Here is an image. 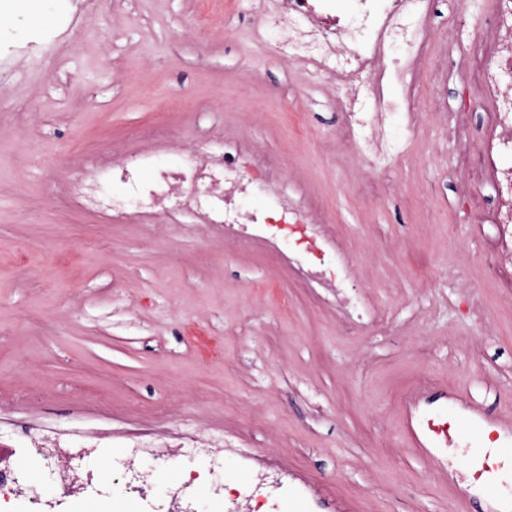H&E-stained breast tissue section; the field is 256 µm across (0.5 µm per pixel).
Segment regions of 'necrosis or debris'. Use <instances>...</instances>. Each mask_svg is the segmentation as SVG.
Instances as JSON below:
<instances>
[{
    "label": "necrosis or debris",
    "instance_id": "1",
    "mask_svg": "<svg viewBox=\"0 0 512 512\" xmlns=\"http://www.w3.org/2000/svg\"><path fill=\"white\" fill-rule=\"evenodd\" d=\"M354 0L352 13H344L338 0H275L266 22L283 38L277 46L282 59L299 66L310 78L331 82L338 95L336 107L342 123L336 132L337 149L370 169L373 159L392 148L391 108L409 135L419 134L430 121H441L445 139L455 147L451 170L460 190L472 201L482 222L495 225L488 246L493 262L506 274L504 293L512 296V0H493L479 21L481 48L460 64L465 78L480 92L482 128L473 130L466 111L445 112L440 89L448 69V44L456 31L433 32L430 17L436 0ZM404 64L410 79L398 103L384 97V83L395 64ZM482 134L487 147L474 146ZM138 149L112 147L94 152L79 175H58L49 187L61 201L74 202L98 213L104 223L130 217L145 221L193 227L208 225L232 237L243 248L263 241L277 245L296 274L312 289H322V301L336 313V324L351 333L358 325L350 312L346 293L353 269L351 250L329 209L319 200L300 203L285 184L279 159L248 136L218 147L199 140L182 147L177 133L166 127L145 126L137 135ZM176 151L172 166L157 164L159 152ZM152 169L144 177V169ZM260 170L257 180L246 179L247 170ZM495 183L497 203L483 207L481 190ZM266 198L264 210L246 206L253 193ZM304 224L305 237H287L285 227ZM23 439L39 448L45 469L54 476V495L44 494L15 448L0 450V499L27 486V512H54L62 499L87 495L111 500L122 512H196L202 495L214 499L220 512H281L293 501L315 512L306 494L279 479L269 481L254 470L252 457L241 465L250 477L242 483L227 480L220 448L232 445L231 432L215 429L207 435L169 432H123L112 454L111 474L102 480L88 465L97 446L95 432L80 443L52 431H23ZM189 451L208 462L205 471H185L165 497L151 500L147 490L151 474L145 459L156 465L173 461ZM462 479L469 486L512 484V458L487 443L478 456L462 455Z\"/></svg>",
    "mask_w": 512,
    "mask_h": 512
}]
</instances>
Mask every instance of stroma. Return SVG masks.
<instances>
[{
    "label": "stroma",
    "instance_id": "35a3bbf8",
    "mask_svg": "<svg viewBox=\"0 0 512 512\" xmlns=\"http://www.w3.org/2000/svg\"><path fill=\"white\" fill-rule=\"evenodd\" d=\"M488 4L460 19L457 0H440L436 30L458 21L449 60L479 45ZM37 12L49 22L34 36ZM0 21L14 30L0 39L12 106L0 112L1 421L109 433L154 426L160 409L184 433L237 431L323 512H494L496 488L464 493L402 399L426 374V401L458 409L461 446L512 432V300L487 258L493 226L448 178L438 124L417 139L393 124L399 191L376 198L336 155L335 89L280 60L257 0H23ZM149 123L279 154L291 194L328 201L353 283L395 312L393 331L341 332L271 247L105 224L51 198L54 158L78 172L77 151L132 143ZM430 185L422 222L413 199ZM476 293L491 326L473 319Z\"/></svg>",
    "mask_w": 512,
    "mask_h": 512
}]
</instances>
